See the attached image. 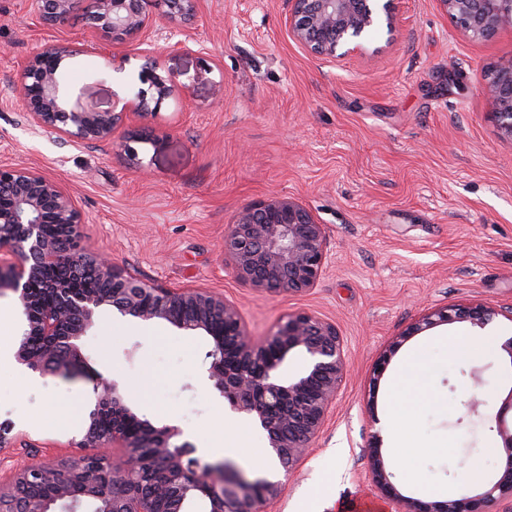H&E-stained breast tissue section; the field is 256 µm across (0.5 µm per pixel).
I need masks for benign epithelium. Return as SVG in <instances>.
I'll list each match as a JSON object with an SVG mask.
<instances>
[{
  "label": "benign epithelium",
  "instance_id": "1",
  "mask_svg": "<svg viewBox=\"0 0 512 512\" xmlns=\"http://www.w3.org/2000/svg\"><path fill=\"white\" fill-rule=\"evenodd\" d=\"M146 0H29L30 10L47 25L75 12L92 20L96 44L106 48L134 40L150 28ZM167 12L196 15L198 0H155ZM458 31L488 40L512 28V0H439ZM395 0H288V36L314 57L332 61L366 50L369 32L386 24L394 30ZM156 41L141 49L147 61L141 79L153 89L128 98L122 111L73 98L61 78L64 48L47 47L23 65L18 95L27 120L37 131L74 143L112 140L124 119L158 111L179 91L170 75L158 73ZM494 107L501 138L512 142V56L501 58L480 83ZM85 216L76 200L55 180L21 165L0 166V297L12 295L23 317L14 358L41 377L82 368L81 346L97 313L112 307L143 322L165 321L188 336H208L210 377L230 408L250 416L267 434L270 453L286 471L305 458L320 433L347 375L343 339L336 326L298 312L276 323L264 338L252 336L237 305L209 290L172 289L147 284L117 267L101 249L82 244ZM56 225L52 236L43 225ZM327 234L314 213L297 199L275 195L241 209L224 233V259L242 281L269 293L304 292L315 287L325 265ZM88 275L102 288H79L73 277ZM36 280L47 284L51 303L34 293ZM496 313L481 305L429 310L410 327L419 334L453 321L487 328ZM304 354L309 364L293 377L282 375L288 357ZM512 389L498 415V434L506 463L497 480L482 492L467 488L442 501L423 503L397 493L372 435L370 471L394 512H488L506 502L512 512ZM176 425L157 427L125 403L116 381L102 379L86 406L85 427L76 442L90 448L66 459H42L16 471L0 484V512H161L159 502H186L197 512L201 498L209 512H261L278 497L282 484L251 478L233 462L205 467L193 459V446L180 440ZM153 450L159 467L146 491L137 464L142 448ZM119 451L121 462L112 464Z\"/></svg>",
  "mask_w": 512,
  "mask_h": 512
}]
</instances>
